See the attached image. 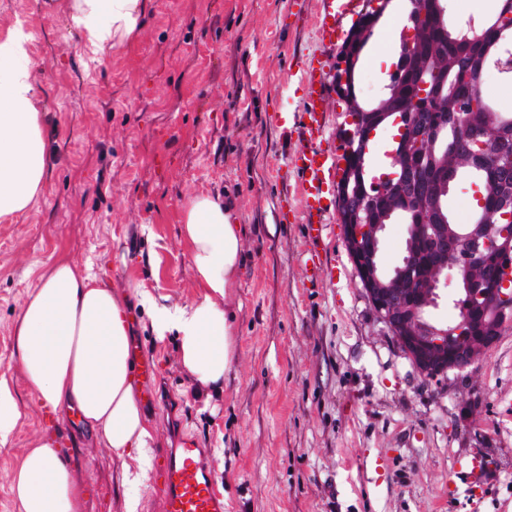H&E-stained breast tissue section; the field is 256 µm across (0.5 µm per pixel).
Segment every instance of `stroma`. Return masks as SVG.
<instances>
[{
    "instance_id": "obj_1",
    "label": "stroma",
    "mask_w": 512,
    "mask_h": 512,
    "mask_svg": "<svg viewBox=\"0 0 512 512\" xmlns=\"http://www.w3.org/2000/svg\"><path fill=\"white\" fill-rule=\"evenodd\" d=\"M392 0L357 73L374 101L407 15ZM325 0H150L133 43L90 60L66 0H0V35L30 36L36 106L49 155L42 191L0 221V375L22 417L0 445V512L30 442L58 434L83 512H126L118 460L75 415L56 418L14 367L12 327L45 263L67 255L125 297L130 343L153 356L165 404L144 410L155 451L177 433L209 450L226 512H512V328L465 371L428 381L398 349L359 284L329 209L326 278L312 250L288 143L276 117L298 111V65L335 67L315 19ZM221 197L244 233L230 301L236 347L221 392L182 369L175 333L157 337L139 292L175 308L197 295L179 234L187 199ZM481 456L483 485L448 481Z\"/></svg>"
}]
</instances>
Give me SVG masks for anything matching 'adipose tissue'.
<instances>
[{
	"mask_svg": "<svg viewBox=\"0 0 512 512\" xmlns=\"http://www.w3.org/2000/svg\"><path fill=\"white\" fill-rule=\"evenodd\" d=\"M147 0H68L70 23L95 59L140 34ZM29 36L17 27L0 38V218L25 211L48 168L41 116L35 105ZM197 290L171 310L150 295L141 302L157 336L176 332L180 364L198 389L218 391L235 359L228 299L238 285L243 237L231 207L195 195L180 223ZM129 320L111 284L68 257L48 263L23 300L13 325L15 367L39 403L56 414L77 413L98 443L118 458L135 457L142 484L153 437L133 389ZM20 512H82L83 489L53 436L26 449L11 481Z\"/></svg>",
	"mask_w": 512,
	"mask_h": 512,
	"instance_id": "adipose-tissue-1",
	"label": "adipose tissue"
}]
</instances>
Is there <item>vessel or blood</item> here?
I'll return each instance as SVG.
<instances>
[{
  "mask_svg": "<svg viewBox=\"0 0 512 512\" xmlns=\"http://www.w3.org/2000/svg\"><path fill=\"white\" fill-rule=\"evenodd\" d=\"M327 14L317 19L322 39L330 40L336 34V17L358 11L356 0H326ZM305 94L298 112L289 122L299 128L302 138L288 158L296 170L300 189L301 212L309 239H322L327 231L325 214L327 200L336 176V156L326 147L327 135L323 117L327 112L331 93L326 71L306 67L302 70ZM156 373L153 359L142 354L135 360L133 382L140 386L147 406L157 404L151 388ZM155 477L164 492V512H224V497L216 488L213 469L203 449L194 439L184 436L177 447L158 455Z\"/></svg>",
  "mask_w": 512,
  "mask_h": 512,
  "instance_id": "obj_1",
  "label": "vessel or blood"
}]
</instances>
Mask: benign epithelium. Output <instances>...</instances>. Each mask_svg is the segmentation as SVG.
<instances>
[{"label": "benign epithelium", "mask_w": 512, "mask_h": 512, "mask_svg": "<svg viewBox=\"0 0 512 512\" xmlns=\"http://www.w3.org/2000/svg\"><path fill=\"white\" fill-rule=\"evenodd\" d=\"M360 28L348 32L337 52L333 84L346 106L341 137L344 162L336 186V205L343 241L356 278L378 318L419 374L433 380L449 371H463L492 347L512 326V175L496 177L492 200L479 192L475 224L452 230L447 223L419 224L406 239L401 264L390 274L380 267V246L390 214L380 200H403L438 195L435 184L420 179L407 149L409 135L396 117L403 160L397 171L367 188L360 161V143L371 140L378 123L371 113L351 101L355 46ZM498 151L512 150V127L488 124ZM493 207L503 224L487 222L483 214ZM454 282L457 296L465 299V317L446 326L431 323L427 309L437 290Z\"/></svg>", "instance_id": "7a95c632"}]
</instances>
